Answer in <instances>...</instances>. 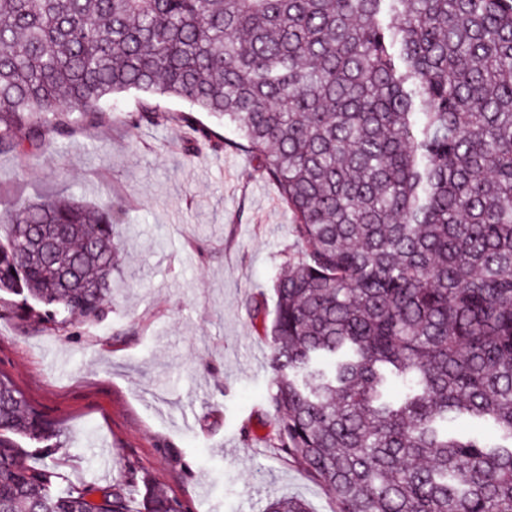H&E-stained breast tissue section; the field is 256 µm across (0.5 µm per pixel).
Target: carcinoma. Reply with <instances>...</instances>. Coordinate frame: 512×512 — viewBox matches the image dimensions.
<instances>
[{"mask_svg": "<svg viewBox=\"0 0 512 512\" xmlns=\"http://www.w3.org/2000/svg\"><path fill=\"white\" fill-rule=\"evenodd\" d=\"M130 91L153 123L156 97L187 101L194 149L242 145L193 113L224 118L291 215L300 256L264 326L271 447L336 512H512V0H0V153ZM0 221L18 313L102 322L112 203L23 200ZM17 436L57 447L0 378V512H178L145 476L60 493Z\"/></svg>", "mask_w": 512, "mask_h": 512, "instance_id": "obj_1", "label": "carcinoma"}]
</instances>
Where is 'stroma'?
Returning a JSON list of instances; mask_svg holds the SVG:
<instances>
[{
    "instance_id": "stroma-1",
    "label": "stroma",
    "mask_w": 512,
    "mask_h": 512,
    "mask_svg": "<svg viewBox=\"0 0 512 512\" xmlns=\"http://www.w3.org/2000/svg\"><path fill=\"white\" fill-rule=\"evenodd\" d=\"M157 103L166 121L125 124L141 99L123 93L94 126L0 154V210L21 197L113 199L125 253L100 324L38 329L0 301V375L57 428L60 489L138 473L181 512H263L271 497L335 512L267 440L269 350L249 305L274 308L292 218L254 154L190 153L176 120L187 103Z\"/></svg>"
}]
</instances>
